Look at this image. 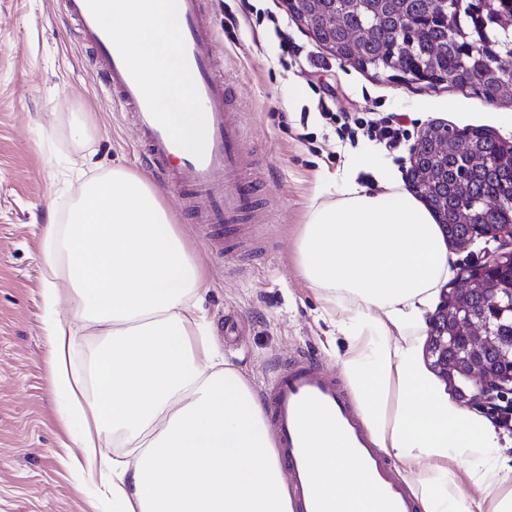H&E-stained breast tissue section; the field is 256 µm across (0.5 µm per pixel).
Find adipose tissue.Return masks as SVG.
Masks as SVG:
<instances>
[{
    "mask_svg": "<svg viewBox=\"0 0 512 512\" xmlns=\"http://www.w3.org/2000/svg\"><path fill=\"white\" fill-rule=\"evenodd\" d=\"M120 8L116 46L187 133L172 20L150 0ZM318 191L337 199L311 203L297 270L338 316L342 372L375 445L403 466L424 512H473L486 498L512 512V492H499L512 461L497 428L441 392L414 335L454 262L429 210L387 174L377 191L347 173ZM39 240L47 385L91 499L112 512H293L262 400L216 346L204 271L147 177L115 167L80 178L65 222L42 225ZM81 328L97 342L85 364ZM310 430L324 496L336 512H367L371 492L339 438L316 418Z\"/></svg>",
    "mask_w": 512,
    "mask_h": 512,
    "instance_id": "obj_1",
    "label": "adipose tissue"
}]
</instances>
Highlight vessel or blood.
I'll list each match as a JSON object with an SVG mask.
<instances>
[{
  "label": "vessel or blood",
  "mask_w": 512,
  "mask_h": 512,
  "mask_svg": "<svg viewBox=\"0 0 512 512\" xmlns=\"http://www.w3.org/2000/svg\"><path fill=\"white\" fill-rule=\"evenodd\" d=\"M174 22L175 80L192 91L196 137L186 141L169 113L147 93L141 74L113 43L115 16L107 0H65L78 36L91 52L112 97L136 125L145 160L157 177L188 189L199 224L215 230L216 246L256 241L247 223L257 205V187L248 176L241 145L245 130L232 109L233 88L218 58L205 51L213 37L205 0H164ZM264 399L276 451L288 474L294 512H331L309 464L312 438L309 410H317L345 440L346 456L357 463L372 492L370 512H420L400 474L375 448L359 422L353 399L336 373L315 357L300 354L280 363L267 382Z\"/></svg>",
  "instance_id": "1"
}]
</instances>
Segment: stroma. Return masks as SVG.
Returning a JSON list of instances; mask_svg holds the SVG:
<instances>
[{"mask_svg": "<svg viewBox=\"0 0 512 512\" xmlns=\"http://www.w3.org/2000/svg\"><path fill=\"white\" fill-rule=\"evenodd\" d=\"M216 30L211 50L235 84L253 179L264 194L262 255L214 249L182 190L157 184L192 255L205 271L204 308L224 359L254 390L279 361L308 352L340 370L345 350L335 313L299 277L295 240L317 187L351 168L372 143L340 140L330 114L399 118L398 149L375 146L407 182L412 146L430 125L482 127L512 144V100L472 88L387 78L320 47L282 0H206ZM88 118L86 135L77 119ZM122 166L147 173L138 134L91 65L63 0H0V512H89L73 476L68 437L44 367L38 227L64 217L75 183ZM236 334L224 335L225 318Z\"/></svg>", "mask_w": 512, "mask_h": 512, "instance_id": "stroma-1", "label": "stroma"}]
</instances>
